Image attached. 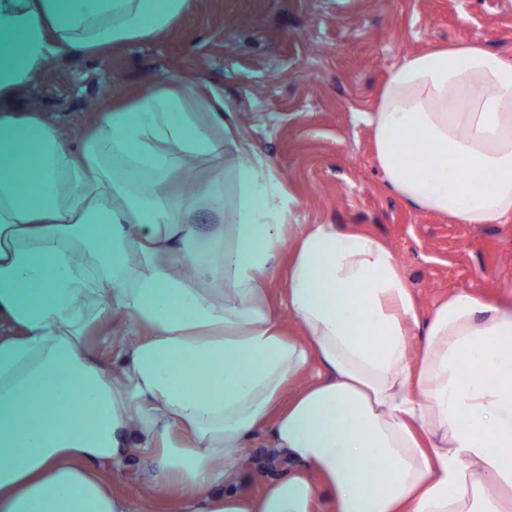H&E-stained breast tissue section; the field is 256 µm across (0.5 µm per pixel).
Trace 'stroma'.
Listing matches in <instances>:
<instances>
[{
  "mask_svg": "<svg viewBox=\"0 0 512 512\" xmlns=\"http://www.w3.org/2000/svg\"><path fill=\"white\" fill-rule=\"evenodd\" d=\"M476 41L512 60V0H189L161 35L49 64L16 97L72 144L112 103L179 77L224 99L239 134L285 178L300 224L363 230L391 246L421 311L458 289L512 297V223L456 224L410 209L382 186L366 116L392 69L430 47ZM124 319L89 330L87 352L118 366ZM296 467L258 432L240 486ZM134 512H180L149 453L103 462Z\"/></svg>",
  "mask_w": 512,
  "mask_h": 512,
  "instance_id": "stroma-1",
  "label": "stroma"
}]
</instances>
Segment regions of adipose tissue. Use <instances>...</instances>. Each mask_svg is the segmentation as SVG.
I'll return each instance as SVG.
<instances>
[{"mask_svg":"<svg viewBox=\"0 0 512 512\" xmlns=\"http://www.w3.org/2000/svg\"><path fill=\"white\" fill-rule=\"evenodd\" d=\"M187 5L0 0V512H130L93 464L135 445L187 512H316L324 494L332 512H512V306L460 289L420 315L395 251L295 223L282 176L190 83L116 105L79 149L6 110L56 59L154 38ZM367 123L407 206L512 222V61L471 41L409 56ZM188 157L223 177L167 193ZM201 202L224 217L205 235ZM108 313L134 336L114 371L84 352ZM263 427L301 468L236 490Z\"/></svg>","mask_w":512,"mask_h":512,"instance_id":"adipose-tissue-1","label":"adipose tissue"}]
</instances>
